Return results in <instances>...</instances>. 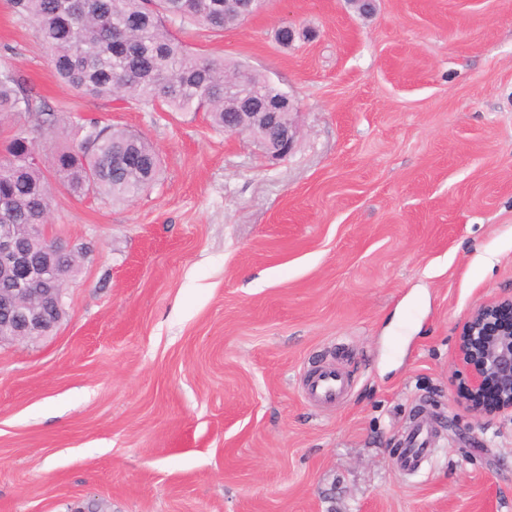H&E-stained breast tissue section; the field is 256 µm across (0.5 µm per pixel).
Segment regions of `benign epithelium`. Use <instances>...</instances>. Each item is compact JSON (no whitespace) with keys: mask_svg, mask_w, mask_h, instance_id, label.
<instances>
[{"mask_svg":"<svg viewBox=\"0 0 512 512\" xmlns=\"http://www.w3.org/2000/svg\"><path fill=\"white\" fill-rule=\"evenodd\" d=\"M236 135H247L274 159L293 150L297 129L289 119L293 102L285 92L259 99L239 97ZM69 248L58 242L43 250V268L50 270ZM11 278V287L0 288V344L37 338L52 331L63 305V287L55 281L45 288H32L35 269L31 254L10 228L0 226V273ZM502 314L512 315V296L474 309L461 327L457 361L469 370V387L474 393L489 382L497 388V406L486 409L462 402L469 413L491 416L512 412V322L492 331L489 323Z\"/></svg>","mask_w":512,"mask_h":512,"instance_id":"1","label":"benign epithelium"}]
</instances>
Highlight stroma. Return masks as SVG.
<instances>
[{"mask_svg": "<svg viewBox=\"0 0 512 512\" xmlns=\"http://www.w3.org/2000/svg\"><path fill=\"white\" fill-rule=\"evenodd\" d=\"M373 4L173 25L292 98L273 159L205 113L68 90L0 0V71L162 165L121 204L49 180L79 270L51 332L0 345V512H512V414L464 412L456 360L467 316L512 295V0ZM326 364L350 388L317 405ZM421 412L443 426L409 472Z\"/></svg>", "mask_w": 512, "mask_h": 512, "instance_id": "1", "label": "stroma"}]
</instances>
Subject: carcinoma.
<instances>
[{
	"label": "carcinoma",
	"mask_w": 512,
	"mask_h": 512,
	"mask_svg": "<svg viewBox=\"0 0 512 512\" xmlns=\"http://www.w3.org/2000/svg\"><path fill=\"white\" fill-rule=\"evenodd\" d=\"M37 26L51 51L60 83L86 97L134 101L165 112H204L218 128L237 111L224 83L252 94L273 91L261 73L236 61L192 53L170 26L203 25L220 32L240 21L234 0H12ZM28 115L54 131L57 113L20 73L0 72V115ZM36 148L23 127L7 141L0 159V225L11 224L24 244L39 248L52 205L45 170L30 160ZM55 177L76 196L89 192L127 202L161 175L160 158L145 138L86 119L50 160Z\"/></svg>",
	"instance_id": "cac0c4a2"
}]
</instances>
